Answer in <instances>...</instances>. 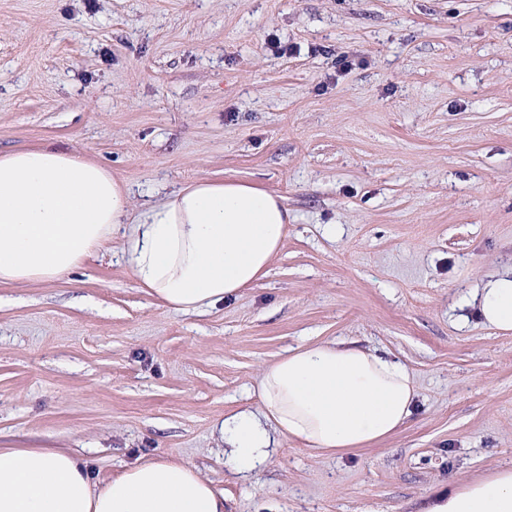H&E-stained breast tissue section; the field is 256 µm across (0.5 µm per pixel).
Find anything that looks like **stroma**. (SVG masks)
<instances>
[{"label": "stroma", "mask_w": 512, "mask_h": 512, "mask_svg": "<svg viewBox=\"0 0 512 512\" xmlns=\"http://www.w3.org/2000/svg\"><path fill=\"white\" fill-rule=\"evenodd\" d=\"M41 148L108 167L135 215L236 179L290 222L267 275L202 315L138 288L116 240L0 284V448H72L101 480L189 461L228 512H421L512 466V332L473 302L512 266V0H0V151ZM331 339L407 366L406 425L226 468L214 423Z\"/></svg>", "instance_id": "35a3bbf8"}]
</instances>
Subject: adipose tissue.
I'll list each match as a JSON object with an SVG mask.
<instances>
[{"label":"adipose tissue","mask_w":512,"mask_h":512,"mask_svg":"<svg viewBox=\"0 0 512 512\" xmlns=\"http://www.w3.org/2000/svg\"><path fill=\"white\" fill-rule=\"evenodd\" d=\"M124 182L74 152H0V283L53 282L113 235L125 264L164 307L214 310L262 278L290 219L283 197L237 180L199 179L130 218ZM483 323L512 330V271L478 289ZM256 410L217 422L224 464L250 475L277 442L335 455L386 439L413 415L414 379L400 361L350 343L289 349L265 365ZM224 495L194 464L148 458L97 480L66 449L1 448L0 512H224ZM424 512H512V468L455 483Z\"/></svg>","instance_id":"adipose-tissue-1"}]
</instances>
